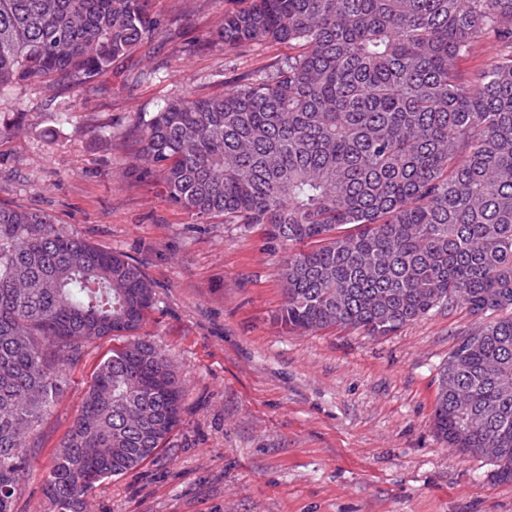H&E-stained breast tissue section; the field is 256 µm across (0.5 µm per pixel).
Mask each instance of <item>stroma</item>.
<instances>
[{
  "instance_id": "obj_1",
  "label": "stroma",
  "mask_w": 512,
  "mask_h": 512,
  "mask_svg": "<svg viewBox=\"0 0 512 512\" xmlns=\"http://www.w3.org/2000/svg\"><path fill=\"white\" fill-rule=\"evenodd\" d=\"M244 4L151 0L154 37L88 83L0 89V111L21 123L0 136V205L47 214L139 262L157 298L141 333L186 381L170 446L99 484L85 512H512L496 461L449 447L433 424L440 370L477 316L442 309L387 336L286 332L274 319L286 248L261 228L173 207L143 174L138 134L150 112L188 88L222 93L291 54L283 43L228 51L213 39ZM66 103L75 112L61 124ZM116 345L97 341L65 368L18 512H44L53 453Z\"/></svg>"
}]
</instances>
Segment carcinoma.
I'll return each instance as SVG.
<instances>
[{"mask_svg": "<svg viewBox=\"0 0 512 512\" xmlns=\"http://www.w3.org/2000/svg\"><path fill=\"white\" fill-rule=\"evenodd\" d=\"M149 0H0V86H78L150 40ZM226 49L287 42L272 73L191 90L143 121V172L199 218L259 226L280 265L289 331L387 336L463 305L479 324L448 355L434 427L469 455L504 449L512 481V0H250ZM495 55L478 78L456 59ZM156 302L143 267L0 206V512H16L34 431L61 374L112 349L44 477L49 512H83L105 479L170 445L185 382L138 336ZM493 53L494 49L491 45L478 44L459 58L458 68L460 73L470 79H474L486 67Z\"/></svg>", "mask_w": 512, "mask_h": 512, "instance_id": "carcinoma-1", "label": "carcinoma"}]
</instances>
